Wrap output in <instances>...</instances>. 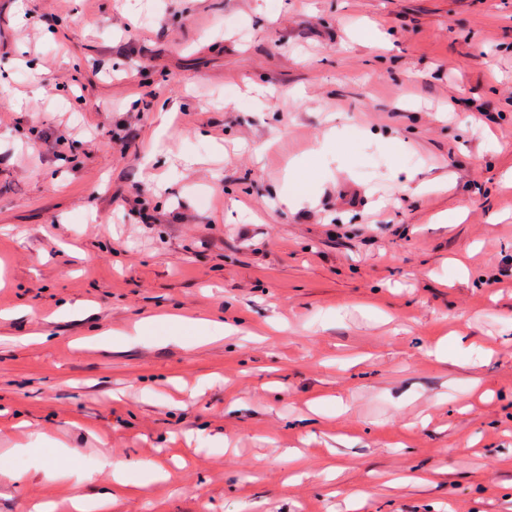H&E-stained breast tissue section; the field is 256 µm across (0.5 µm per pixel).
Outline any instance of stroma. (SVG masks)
Instances as JSON below:
<instances>
[{"instance_id":"obj_1","label":"stroma","mask_w":512,"mask_h":512,"mask_svg":"<svg viewBox=\"0 0 512 512\" xmlns=\"http://www.w3.org/2000/svg\"><path fill=\"white\" fill-rule=\"evenodd\" d=\"M44 7L0 0V512L511 503L512 0Z\"/></svg>"}]
</instances>
